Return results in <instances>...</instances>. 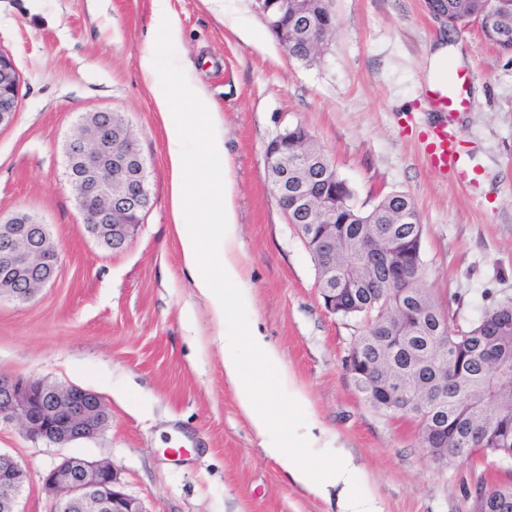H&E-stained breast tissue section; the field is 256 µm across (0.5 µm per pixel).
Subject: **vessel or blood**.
<instances>
[{
  "mask_svg": "<svg viewBox=\"0 0 512 512\" xmlns=\"http://www.w3.org/2000/svg\"><path fill=\"white\" fill-rule=\"evenodd\" d=\"M472 81L468 70H456L446 83L426 89L441 120L432 125L426 135V153L432 169L440 174L458 173L462 170L460 150L461 131L456 124L459 113L467 111L471 100L466 91Z\"/></svg>",
  "mask_w": 512,
  "mask_h": 512,
  "instance_id": "vessel-or-blood-1",
  "label": "vessel or blood"
}]
</instances>
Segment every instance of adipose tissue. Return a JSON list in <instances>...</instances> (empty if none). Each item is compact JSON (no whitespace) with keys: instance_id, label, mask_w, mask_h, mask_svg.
<instances>
[{"instance_id":"obj_1","label":"adipose tissue","mask_w":512,"mask_h":512,"mask_svg":"<svg viewBox=\"0 0 512 512\" xmlns=\"http://www.w3.org/2000/svg\"><path fill=\"white\" fill-rule=\"evenodd\" d=\"M139 66L160 88L155 104L161 117L187 104L192 107L167 142L171 211L184 267L206 301L217 325L215 336L220 339L228 312L252 303L247 270L239 256L234 180L225 161L224 127L219 113L194 111V104L204 100L205 94L191 76L192 64L163 66L149 48L141 53ZM245 340L249 359H242L234 347H225L224 377L235 387L239 406L256 435L265 440L266 455L288 462L291 476L316 494L325 496L337 490L338 512H379L373 497L353 493L358 467L351 456L324 455L325 466L319 471L292 458L297 444L320 447V439L312 432H292L271 440L272 412L257 398L255 375L258 365L277 361L278 352L257 330H249Z\"/></svg>"}]
</instances>
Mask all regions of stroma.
I'll return each mask as SVG.
<instances>
[{
	"mask_svg": "<svg viewBox=\"0 0 512 512\" xmlns=\"http://www.w3.org/2000/svg\"><path fill=\"white\" fill-rule=\"evenodd\" d=\"M429 0H333L336 28L304 65L266 27L254 0H170L183 38L166 58L190 59L206 107L224 123L236 177L239 254L251 306L227 330L255 325L279 353L257 373L273 438L307 415L276 396L288 368L330 447L353 456L358 492L380 512H470L483 481L512 485V461L474 456L441 466L419 425L368 404L344 359L359 321L328 313L313 259L270 191L266 148L301 125L368 210L386 195L413 200L423 226L422 278L459 323L512 297V54L478 23L449 41V67L474 76L460 113L463 174L434 172L423 107L426 55L447 29ZM153 0H0V50L21 75L13 124L0 129V215H35L60 249L55 279L28 302L0 301V375L95 392L110 412L95 438L57 446L0 424V451L21 461V512H48L42 477L65 457L109 462L146 512H336L269 458L224 378L214 321L188 279L171 209L165 144L139 56L156 44ZM119 113L147 167L150 206L129 245L87 232L68 184L66 146L89 113Z\"/></svg>",
	"mask_w": 512,
	"mask_h": 512,
	"instance_id": "1",
	"label": "stroma"
}]
</instances>
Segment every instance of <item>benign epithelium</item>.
<instances>
[{"instance_id":"7a95c632","label":"benign epithelium","mask_w":512,"mask_h":512,"mask_svg":"<svg viewBox=\"0 0 512 512\" xmlns=\"http://www.w3.org/2000/svg\"><path fill=\"white\" fill-rule=\"evenodd\" d=\"M318 0H256L265 23L277 28L281 43L289 48L299 35L315 41L319 37L315 3ZM291 16L284 28L281 18ZM20 72L12 55L0 51V128L9 126L17 112ZM288 144V128H283L267 147V167L272 172L271 191L285 213L295 210L323 215L336 209V191L325 170L309 174L306 161H288L280 151ZM67 179L85 215L87 231L106 248L128 245L138 227L137 216L146 205L148 187L144 161L131 135L112 138V113L96 112L82 120L67 149ZM409 228L396 231V225ZM420 219L401 210L398 219L373 230L371 238L361 241L366 256L360 272L336 262V253L350 251L349 238L338 235L336 225L313 228L325 264L317 283L325 309L336 308L347 315L368 311L371 301L362 290L363 283L381 285L376 302L403 314L419 306L418 299L401 292L390 304L386 288L401 280L411 269L408 258L389 252L384 263L390 271L387 280L379 278L378 252L373 240H397L420 237ZM59 248L46 225L27 212H18L0 220V298L26 302L55 276ZM384 400L402 397L403 384L381 378L374 383ZM404 415L420 420L435 416L413 399L402 407ZM110 414L94 392L78 386H60L43 380L0 377V422H15L32 438L64 445L89 439L108 425ZM448 421L440 418L424 430L429 448H443L447 441ZM26 479L23 465L12 455L0 452V512H18L17 498ZM43 486L50 499L51 512H147L142 503L123 492L117 469L110 463L65 458L44 477Z\"/></svg>"}]
</instances>
